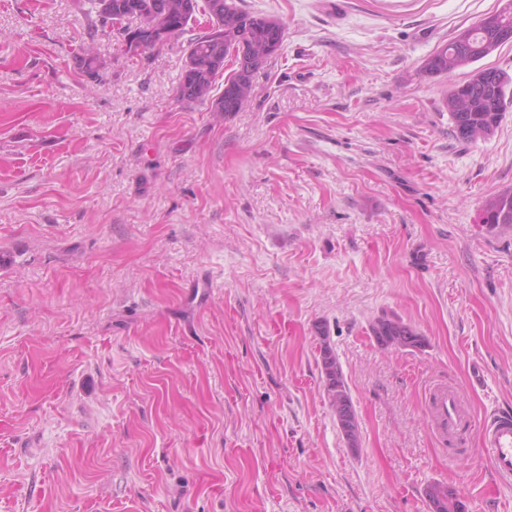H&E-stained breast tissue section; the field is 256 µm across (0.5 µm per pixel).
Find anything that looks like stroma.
Returning a JSON list of instances; mask_svg holds the SVG:
<instances>
[{
    "instance_id": "1",
    "label": "stroma",
    "mask_w": 512,
    "mask_h": 512,
    "mask_svg": "<svg viewBox=\"0 0 512 512\" xmlns=\"http://www.w3.org/2000/svg\"><path fill=\"white\" fill-rule=\"evenodd\" d=\"M507 0H244L284 42L237 112L82 0H0V512H512V107L456 138L429 55ZM93 42L104 63L78 64ZM424 336L382 348L380 316ZM329 341L360 424L324 391ZM464 418L440 443L430 390ZM482 222L492 227L512 225V190L488 198L482 207ZM480 448L502 483L512 481V415L493 412L479 426ZM425 496L431 512H465L457 491L448 485L433 483L426 487Z\"/></svg>"
}]
</instances>
